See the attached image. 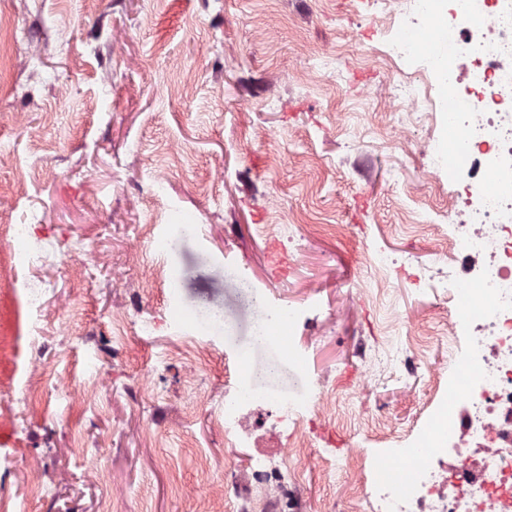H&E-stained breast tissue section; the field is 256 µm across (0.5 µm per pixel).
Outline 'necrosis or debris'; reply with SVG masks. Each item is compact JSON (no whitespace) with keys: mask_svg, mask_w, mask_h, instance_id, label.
<instances>
[{"mask_svg":"<svg viewBox=\"0 0 512 512\" xmlns=\"http://www.w3.org/2000/svg\"><path fill=\"white\" fill-rule=\"evenodd\" d=\"M374 21L398 15L422 21L431 39L389 45L390 61L413 62L419 79L391 85L390 104L405 116L430 111L429 89L447 102L448 132L438 149L448 171V205L436 212L448 227V255L433 275L452 308L436 342L445 360L429 363L427 337L412 336L400 360L363 351L366 378L401 369L431 375L420 426L387 435L384 457H357L353 506L369 512H512V0H376ZM448 47L436 58L437 44ZM403 120L394 126L405 134ZM256 374L241 366L224 390V439L246 445L248 408L238 398ZM332 397L319 386L305 400L281 403L275 421L290 428L286 456L310 468L322 458L312 424L329 425ZM405 464L397 482L382 479L384 461ZM264 512L279 501L295 470L259 461L240 472ZM240 485L225 487L237 494Z\"/></svg>","mask_w":512,"mask_h":512,"instance_id":"4bbe7bcc","label":"necrosis or debris"}]
</instances>
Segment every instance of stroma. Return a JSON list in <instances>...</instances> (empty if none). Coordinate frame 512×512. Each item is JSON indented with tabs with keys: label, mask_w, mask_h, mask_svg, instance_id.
I'll list each match as a JSON object with an SVG mask.
<instances>
[{
	"label": "stroma",
	"mask_w": 512,
	"mask_h": 512,
	"mask_svg": "<svg viewBox=\"0 0 512 512\" xmlns=\"http://www.w3.org/2000/svg\"><path fill=\"white\" fill-rule=\"evenodd\" d=\"M371 13L369 0H0V227L33 225L49 251L0 283V512H240L224 456L243 470L261 451L224 445V377L243 360L279 363L256 385L268 402L318 381L335 402L316 442L328 455L280 512L350 497L337 460L379 446L378 430L355 432L361 412L415 425L428 375L362 387L360 352L444 329L447 289L405 259L448 248L433 224L448 184L428 182L448 107L417 145L390 148L396 73L378 50L415 28ZM242 274L280 310L321 308L295 337L304 361L252 346ZM204 306L224 329L200 336L213 354L191 371L173 317Z\"/></svg>",
	"instance_id": "obj_1"
}]
</instances>
